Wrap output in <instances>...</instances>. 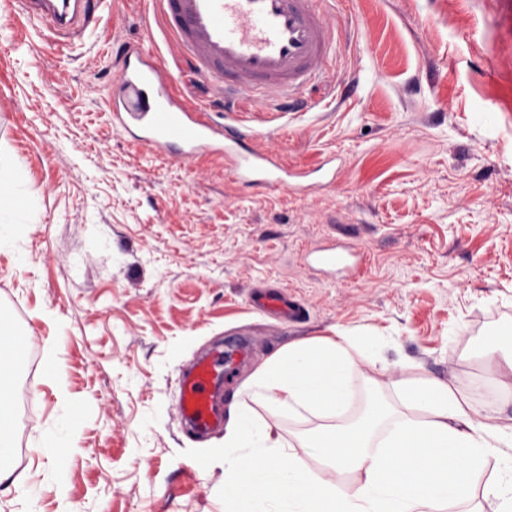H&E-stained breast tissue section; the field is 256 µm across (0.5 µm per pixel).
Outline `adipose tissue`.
Here are the masks:
<instances>
[{"label": "adipose tissue", "instance_id": "1", "mask_svg": "<svg viewBox=\"0 0 512 512\" xmlns=\"http://www.w3.org/2000/svg\"><path fill=\"white\" fill-rule=\"evenodd\" d=\"M0 197L13 203L0 252L26 265L33 202L16 200L11 182ZM385 346L382 336L315 337L284 346L246 379L224 426L222 512H449L474 495L478 512H512V429L492 423L512 400L497 378L512 336L474 348L484 374L463 402L437 379H375L368 369ZM82 415L65 402L39 451L64 448ZM309 418L325 428L301 457L273 426Z\"/></svg>", "mask_w": 512, "mask_h": 512}]
</instances>
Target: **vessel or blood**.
<instances>
[{"label": "vessel or blood", "instance_id": "b4317fda", "mask_svg": "<svg viewBox=\"0 0 512 512\" xmlns=\"http://www.w3.org/2000/svg\"><path fill=\"white\" fill-rule=\"evenodd\" d=\"M29 19L52 33V49L63 54L66 36L84 31L112 0H19ZM331 0H159L162 25L174 47L165 59L156 42L123 48L119 74L106 106L113 126L134 146L160 150L192 164L216 157L236 181L256 189L279 186L298 193L336 183L334 157L313 168H286L269 152L251 147L258 134L242 124L256 100L278 113L307 112L317 103L304 97L320 81L336 54L325 16ZM212 82L217 103L187 105L178 90L187 76ZM328 279L354 277L363 268L357 252L326 241L306 253ZM251 304L286 320L299 318L294 303L278 290L256 288ZM228 374L222 351L200 357L180 379L178 414L204 432L220 426L217 388Z\"/></svg>", "mask_w": 512, "mask_h": 512}]
</instances>
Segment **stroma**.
Masks as SVG:
<instances>
[{
  "label": "stroma",
  "mask_w": 512,
  "mask_h": 512,
  "mask_svg": "<svg viewBox=\"0 0 512 512\" xmlns=\"http://www.w3.org/2000/svg\"><path fill=\"white\" fill-rule=\"evenodd\" d=\"M336 62L308 88L319 109L279 118L261 146L311 166L342 158L333 188L256 190L221 161L183 164L134 147L102 105L123 47L163 42L152 0H115L64 56L0 0V151L27 173L29 261L0 254V305L56 372L31 376L40 419L12 427L30 457L0 512H221L223 431L187 436L180 376L203 351L247 339L232 395L281 346L344 334L389 341L377 380L483 374L473 348L512 334V42L493 0H335ZM355 96H345L348 82ZM333 239L366 269L330 281L304 252ZM283 286V322L250 288ZM83 416L60 453L35 450L62 398Z\"/></svg>",
  "instance_id": "35a3bbf8"
}]
</instances>
